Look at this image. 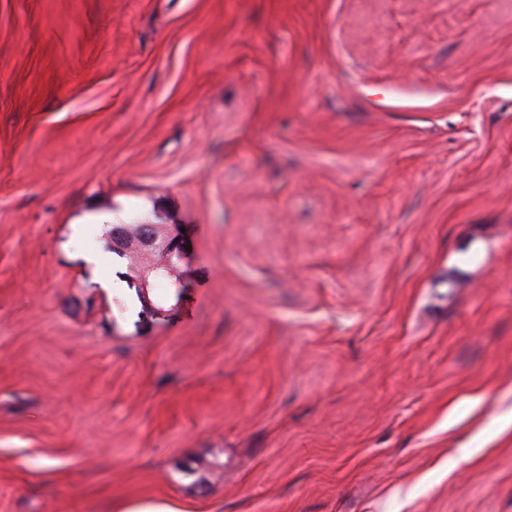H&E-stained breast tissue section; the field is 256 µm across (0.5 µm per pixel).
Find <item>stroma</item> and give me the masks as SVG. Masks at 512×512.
Masks as SVG:
<instances>
[{
    "label": "stroma",
    "instance_id": "1",
    "mask_svg": "<svg viewBox=\"0 0 512 512\" xmlns=\"http://www.w3.org/2000/svg\"><path fill=\"white\" fill-rule=\"evenodd\" d=\"M509 413L512 0H0V512H512ZM145 230L136 241L139 251L150 259V262L138 272V284L142 302L146 307L156 308L154 301L150 298L149 288H151V280H155L161 275L168 273L169 275L175 269V258L180 250V243L175 238L158 245L156 237L152 232L153 225L144 224ZM154 255H159L154 258Z\"/></svg>",
    "mask_w": 512,
    "mask_h": 512
}]
</instances>
